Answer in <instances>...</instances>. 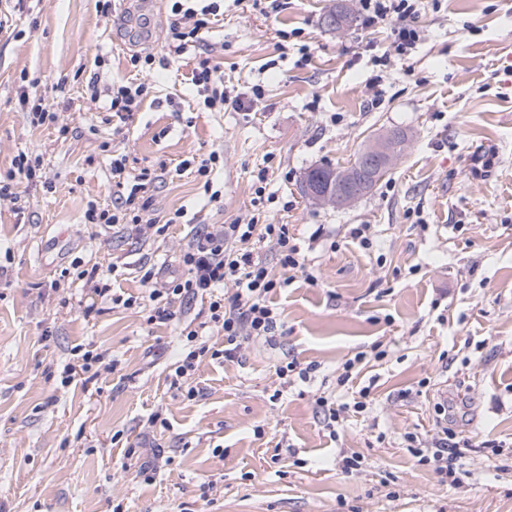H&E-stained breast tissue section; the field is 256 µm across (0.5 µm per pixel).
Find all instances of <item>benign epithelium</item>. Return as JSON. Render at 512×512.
I'll return each mask as SVG.
<instances>
[{
	"mask_svg": "<svg viewBox=\"0 0 512 512\" xmlns=\"http://www.w3.org/2000/svg\"><path fill=\"white\" fill-rule=\"evenodd\" d=\"M395 137L383 135L365 148L358 160L347 169L336 172V194L319 195L315 202L338 209L351 208L369 191L371 184L385 177L398 157Z\"/></svg>",
	"mask_w": 512,
	"mask_h": 512,
	"instance_id": "obj_1",
	"label": "benign epithelium"
}]
</instances>
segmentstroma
<instances>
[{"mask_svg":"<svg viewBox=\"0 0 512 512\" xmlns=\"http://www.w3.org/2000/svg\"><path fill=\"white\" fill-rule=\"evenodd\" d=\"M335 3L224 0L205 40L172 57L167 0H117L107 18L94 0L21 10L0 0V171L33 152L49 178L27 188L23 213L0 200V247L11 251L0 276V512H512V0H422L421 42L385 70L374 60L390 49L389 27L330 31L321 17ZM145 48L163 65L115 129L106 101L84 99L83 85L96 73L135 79L128 60ZM207 50L246 110L214 112L196 95L194 58ZM23 82L46 102L70 101L59 114L67 136L30 126L17 105ZM394 128L410 135L406 150L354 207L303 196L309 168L348 165ZM214 151L224 166L212 200L195 165ZM118 154L131 173L160 171L151 216L166 223L180 209L184 223L147 237L84 223L88 202H119ZM262 170L275 197L259 206L266 221L287 225L318 281L299 275L280 290L275 343L202 363L188 399L168 375L200 301L151 323L142 304L115 307L85 282L55 281L77 257L114 265L115 288L142 301L144 269L175 271L190 225L252 213ZM354 224L369 225L371 248L350 238ZM376 343L386 356L352 389L337 387L343 362ZM79 344L107 349L116 366L61 387ZM287 358L315 364L311 380L280 387L275 368ZM364 386L369 408L329 434L316 396L347 402ZM443 402L457 409V440L472 445L456 485L404 440L438 439ZM157 412L166 427H150ZM352 452L363 464L343 473L337 461ZM148 462L149 482L139 474Z\"/></svg>","mask_w":512,"mask_h":512,"instance_id":"1","label":"stroma"}]
</instances>
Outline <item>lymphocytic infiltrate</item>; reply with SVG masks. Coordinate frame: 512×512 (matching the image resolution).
Here are the masks:
<instances>
[{
  "label": "lymphocytic infiltrate",
  "instance_id": "1",
  "mask_svg": "<svg viewBox=\"0 0 512 512\" xmlns=\"http://www.w3.org/2000/svg\"><path fill=\"white\" fill-rule=\"evenodd\" d=\"M168 2L173 20L166 47L173 56L182 55L189 44L199 41L224 13L222 0ZM357 5L363 27L390 25L396 55L407 57L415 52L423 37L419 24L420 0H357ZM130 63L140 72V80L109 85L94 75L85 86L87 100L108 99L109 119L113 122L130 121L150 93L148 76L155 63L154 54H132ZM192 81L207 108L244 109L245 102L240 96L226 94L224 73L212 57L196 60ZM45 177L40 156L18 153L10 168L0 172V200L21 204L24 185ZM112 180L124 190L120 207L109 210L97 203H88L85 223L105 227L125 224L143 235L156 230L157 225L148 214L147 192L153 181L149 169L130 175L126 157H116L112 160ZM261 242L274 249L276 264H269L259 253L257 245ZM178 265L179 273L170 275L149 268L141 280L149 290L152 321L173 320L177 308L190 300L198 299L205 305L203 321L185 324L179 330L182 344L170 376L171 387L185 389L190 398L197 390L189 386L188 381L204 361H232L250 341L261 338L273 341L280 313L272 305L270 296L277 289L290 285L292 273L304 274L312 283L317 280L287 225L266 223L258 211L232 224L193 225L188 244L178 254ZM214 334L222 336L221 344L210 343L209 338ZM113 367L106 352L78 345L72 348L71 358L60 373V384L66 387L83 375L96 376ZM406 442L410 452L431 464L438 475L455 476L463 450L454 434H446L428 450L421 448L416 435L407 436Z\"/></svg>",
  "mask_w": 512,
  "mask_h": 512
}]
</instances>
